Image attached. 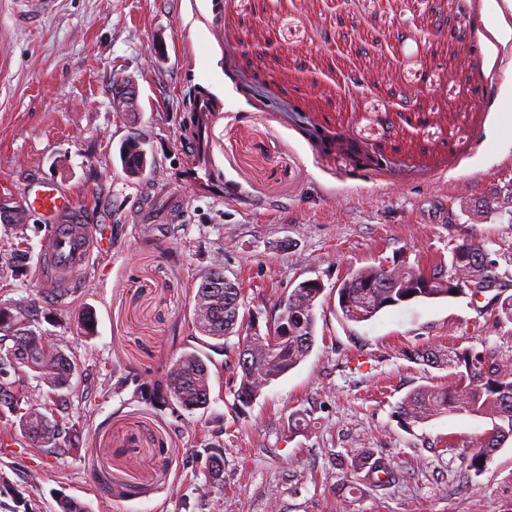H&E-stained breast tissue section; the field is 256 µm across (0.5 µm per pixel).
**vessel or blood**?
<instances>
[{"label":"vessel or blood","instance_id":"vessel-or-blood-1","mask_svg":"<svg viewBox=\"0 0 512 512\" xmlns=\"http://www.w3.org/2000/svg\"><path fill=\"white\" fill-rule=\"evenodd\" d=\"M22 195L26 211L52 230L42 249L43 267L57 285L67 286L73 274L105 246L71 197L55 185L34 180L24 185Z\"/></svg>","mask_w":512,"mask_h":512}]
</instances>
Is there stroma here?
Returning <instances> with one entry per match:
<instances>
[{
	"mask_svg": "<svg viewBox=\"0 0 512 512\" xmlns=\"http://www.w3.org/2000/svg\"><path fill=\"white\" fill-rule=\"evenodd\" d=\"M24 10L0 0V180L57 183L110 249L75 274L64 305L46 304L48 227L0 223V306H36L41 332L77 363L53 453L29 447L0 407V512H59L65 498L88 512H512V441L471 466L468 443L490 420L406 426L395 415L408 392L448 383L409 349L512 358V323L467 298L353 323L336 295L350 271L426 266L470 240L512 288L503 0H55L32 20ZM435 12L463 32L438 31ZM478 44L484 64L460 80ZM118 78L137 83L138 111H113ZM204 94L213 110L202 118ZM407 95L424 125L384 123ZM134 132L154 161L139 179L119 160ZM172 193L184 209L165 224ZM146 197L150 222L131 210ZM22 237L31 258L18 271ZM217 260L243 290L241 316L262 325L281 294L319 280L315 345L245 409L219 355L207 408L158 410L136 385L194 345L192 289ZM85 310L97 321L89 337ZM296 415L306 427L291 426ZM381 455L400 476L367 485L357 465Z\"/></svg>",
	"mask_w": 512,
	"mask_h": 512,
	"instance_id": "obj_1",
	"label": "stroma"
}]
</instances>
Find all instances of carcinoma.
I'll return each mask as SVG.
<instances>
[{
	"mask_svg": "<svg viewBox=\"0 0 512 512\" xmlns=\"http://www.w3.org/2000/svg\"><path fill=\"white\" fill-rule=\"evenodd\" d=\"M120 159L129 177L144 174L148 159L138 137L125 140ZM487 255L482 244L470 241L452 248L448 262L427 268L399 264L387 270L381 265L358 269L336 288L341 318L361 323L402 303L458 297L473 301L476 296L491 292L498 303V319L512 323V294H506L501 287L488 288L495 272L485 262ZM463 280L472 287H457ZM322 293L323 289L307 288L302 281L288 292V317L276 313L263 331L252 323L244 326L239 323L242 288L224 275L222 262L215 261L194 289L192 319L198 346L171 361L154 392L164 394L176 413L206 408L210 402L213 355L224 354V341L237 335L234 396L237 407L249 406L265 388L311 353L315 344L314 308ZM242 328L247 335H239ZM409 358L448 370L450 380L445 388L423 386L407 394L397 405L400 422L424 423L457 412L490 419L491 430L473 441L477 448L473 465L484 466L498 448L512 439L509 359L492 348L473 352L436 347L413 350ZM76 370V362L62 345L46 338L26 311L0 307V406L18 412L19 430L31 447L45 453L57 447L61 423L45 413V404L27 398L20 374L33 373L48 388V393L54 394L70 387ZM397 478L398 470L382 458L366 473V479L374 485L391 483Z\"/></svg>",
	"mask_w": 512,
	"mask_h": 512,
	"instance_id": "1",
	"label": "carcinoma"
}]
</instances>
